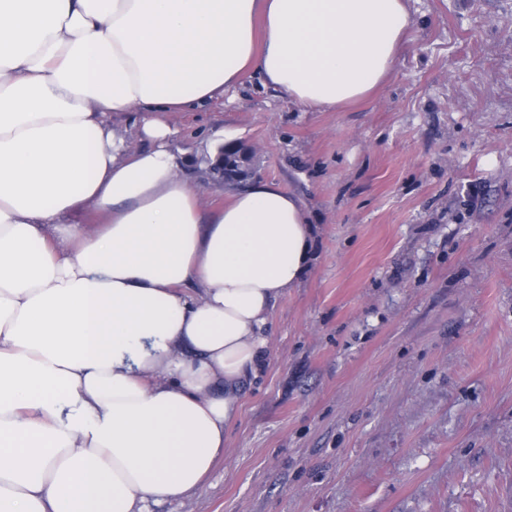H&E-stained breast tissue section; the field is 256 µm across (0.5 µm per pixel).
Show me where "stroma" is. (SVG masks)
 <instances>
[{
  "label": "stroma",
  "instance_id": "1",
  "mask_svg": "<svg viewBox=\"0 0 512 512\" xmlns=\"http://www.w3.org/2000/svg\"><path fill=\"white\" fill-rule=\"evenodd\" d=\"M386 82L302 112L259 75L171 116L255 146L301 199L309 269L200 487L151 512H512V0H407Z\"/></svg>",
  "mask_w": 512,
  "mask_h": 512
}]
</instances>
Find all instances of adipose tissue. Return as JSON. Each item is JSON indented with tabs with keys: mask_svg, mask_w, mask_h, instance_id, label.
I'll list each match as a JSON object with an SVG mask.
<instances>
[{
	"mask_svg": "<svg viewBox=\"0 0 512 512\" xmlns=\"http://www.w3.org/2000/svg\"><path fill=\"white\" fill-rule=\"evenodd\" d=\"M409 24L406 0H0V512L203 482L311 226L261 178L205 209L167 116L251 71L306 112L365 98Z\"/></svg>",
	"mask_w": 512,
	"mask_h": 512,
	"instance_id": "1",
	"label": "adipose tissue"
}]
</instances>
